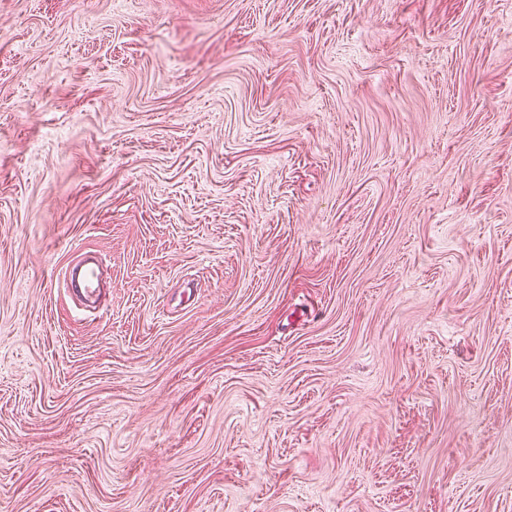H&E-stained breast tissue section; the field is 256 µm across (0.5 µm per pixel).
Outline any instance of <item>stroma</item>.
Returning a JSON list of instances; mask_svg holds the SVG:
<instances>
[{
	"label": "stroma",
	"instance_id": "35a3bbf8",
	"mask_svg": "<svg viewBox=\"0 0 512 512\" xmlns=\"http://www.w3.org/2000/svg\"><path fill=\"white\" fill-rule=\"evenodd\" d=\"M0 512H512V0H0ZM102 261L98 258H84L72 265L65 274L69 288H79L85 298L96 296L99 292L98 276L101 275Z\"/></svg>",
	"mask_w": 512,
	"mask_h": 512
}]
</instances>
